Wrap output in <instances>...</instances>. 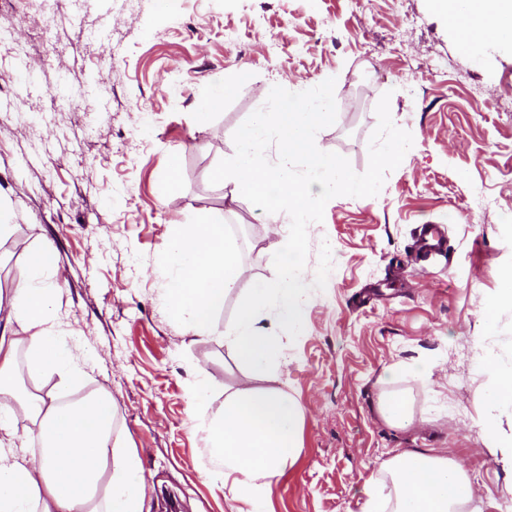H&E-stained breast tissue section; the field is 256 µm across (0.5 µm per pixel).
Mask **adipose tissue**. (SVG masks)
Listing matches in <instances>:
<instances>
[{
	"instance_id": "ef3b65f1",
	"label": "adipose tissue",
	"mask_w": 512,
	"mask_h": 512,
	"mask_svg": "<svg viewBox=\"0 0 512 512\" xmlns=\"http://www.w3.org/2000/svg\"><path fill=\"white\" fill-rule=\"evenodd\" d=\"M434 5L463 43L477 33L512 29V0H435ZM165 264L172 272L171 316L193 335L208 333L212 313L244 273L223 225L176 226ZM55 266L50 247L32 251L14 288L0 293V512H142L147 482L137 450L112 438L111 393L101 387L75 401L59 395L80 384L86 371L56 331L57 290L44 282ZM300 293L297 276L287 268L254 280L237 320L224 330L241 379L225 387L224 402L212 414L204 402L213 379L199 374L190 387L196 430L211 449L207 475L216 483L233 480L246 512H268L275 486L301 448L304 412L274 386L282 348L273 329L261 323L262 312L272 305L277 324L300 329ZM480 367L493 381L485 431L497 447L511 448L512 435H503L498 416L512 412V360L487 353ZM22 368L34 381L57 375V392L30 393L20 384ZM21 418L29 428L17 429ZM32 438L40 443L34 454L26 448ZM384 469L394 498L369 486L362 512H457L466 504L480 512L471 504L465 470L448 457L402 451Z\"/></svg>"
}]
</instances>
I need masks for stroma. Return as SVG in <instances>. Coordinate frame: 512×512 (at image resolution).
Here are the masks:
<instances>
[{
  "label": "stroma",
  "mask_w": 512,
  "mask_h": 512,
  "mask_svg": "<svg viewBox=\"0 0 512 512\" xmlns=\"http://www.w3.org/2000/svg\"><path fill=\"white\" fill-rule=\"evenodd\" d=\"M329 78L337 117L315 137L321 151L366 171L385 94L413 145L377 196L333 198L308 227L303 281L325 242L332 270L302 329H276L278 385L304 423L269 512H362L403 450L461 465L481 512L512 496L484 430L492 381L476 350L512 357V307L488 306L512 269V43L461 47L432 0H14L0 10V202L13 226L0 290L52 244L61 331L88 364L78 391L111 392L149 485L144 512H164L169 493L185 512L240 506L206 475L189 384L213 377L214 409L238 377L224 328L251 280L272 275L276 226L209 176L268 90ZM226 83L223 108L199 122L198 104ZM21 106L35 116L25 126ZM202 217L223 224L246 274L211 334L193 336L169 313L163 265L174 227ZM423 224L443 227L445 258L416 254ZM421 361L429 373L413 376ZM386 394L406 397L416 424L386 423Z\"/></svg>",
  "instance_id": "1"
}]
</instances>
